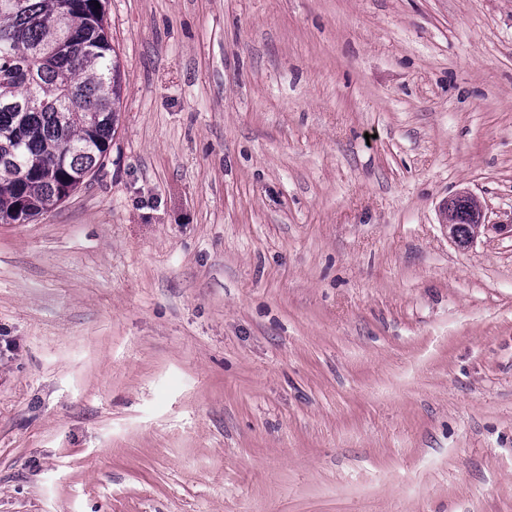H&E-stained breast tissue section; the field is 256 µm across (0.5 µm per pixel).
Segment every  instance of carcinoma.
Masks as SVG:
<instances>
[{
  "label": "carcinoma",
  "mask_w": 512,
  "mask_h": 512,
  "mask_svg": "<svg viewBox=\"0 0 512 512\" xmlns=\"http://www.w3.org/2000/svg\"><path fill=\"white\" fill-rule=\"evenodd\" d=\"M121 90L95 0H0V224L34 221L100 168Z\"/></svg>",
  "instance_id": "carcinoma-1"
}]
</instances>
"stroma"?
Segmentation results:
<instances>
[{"mask_svg": "<svg viewBox=\"0 0 512 512\" xmlns=\"http://www.w3.org/2000/svg\"><path fill=\"white\" fill-rule=\"evenodd\" d=\"M104 4L110 155L0 224V512H512V0ZM474 197L469 192L460 191L448 197V200L444 202L441 208V224L448 231V238L451 242L460 247L471 245L480 234L481 228L486 230L489 228V225L484 224L483 221V207L478 204ZM471 201H474L476 206L473 210H467L470 214L463 213L462 210H465V208H462L461 205H465ZM454 214L455 218L452 220L451 218ZM462 219H464V222H462ZM460 224H467L470 230L469 234L465 237H461L456 230Z\"/></svg>", "mask_w": 512, "mask_h": 512, "instance_id": "stroma-1", "label": "stroma"}]
</instances>
